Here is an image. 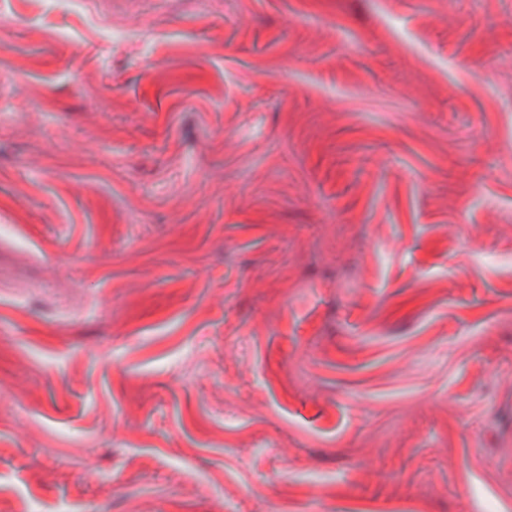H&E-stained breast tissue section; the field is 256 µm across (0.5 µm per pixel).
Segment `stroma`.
<instances>
[{
	"label": "stroma",
	"instance_id": "35a3bbf8",
	"mask_svg": "<svg viewBox=\"0 0 512 512\" xmlns=\"http://www.w3.org/2000/svg\"><path fill=\"white\" fill-rule=\"evenodd\" d=\"M0 512H512V0H0Z\"/></svg>",
	"mask_w": 512,
	"mask_h": 512
}]
</instances>
